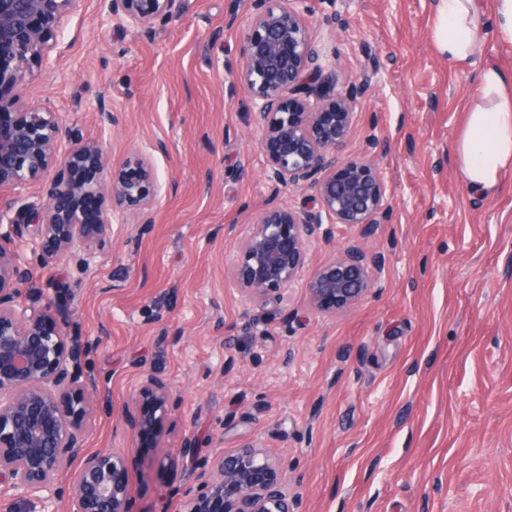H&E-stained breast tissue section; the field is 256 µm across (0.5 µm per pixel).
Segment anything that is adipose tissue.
<instances>
[{
	"label": "adipose tissue",
	"instance_id": "ef3b65f1",
	"mask_svg": "<svg viewBox=\"0 0 512 512\" xmlns=\"http://www.w3.org/2000/svg\"><path fill=\"white\" fill-rule=\"evenodd\" d=\"M433 38L449 61L476 56L485 27L475 0H438ZM481 95L466 114L455 141V157L468 186L486 193L512 170V78L489 66L479 75Z\"/></svg>",
	"mask_w": 512,
	"mask_h": 512
}]
</instances>
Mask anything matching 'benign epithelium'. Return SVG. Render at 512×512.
<instances>
[{
  "instance_id": "obj_1",
  "label": "benign epithelium",
  "mask_w": 512,
  "mask_h": 512,
  "mask_svg": "<svg viewBox=\"0 0 512 512\" xmlns=\"http://www.w3.org/2000/svg\"><path fill=\"white\" fill-rule=\"evenodd\" d=\"M102 14L137 35L148 36L158 20L179 17L185 0H99ZM85 0H0V88L18 91L9 101L15 121L0 128V223L34 226L33 253L43 264L61 258L86 270L114 224L159 200L163 185L153 167L159 142L138 151L122 167H108L98 140L63 130L60 109L23 95L33 67L49 73L62 53L58 41ZM308 0H253V13L234 64L226 69L224 94L245 95L248 116L261 129L259 149L274 194L313 181L318 210L269 202L231 268V278L248 300H282L306 263L310 248L331 238L337 224L368 237L389 209L391 191L379 159L348 160L337 151L350 137L364 86L344 89L312 85L333 67L311 38L304 14ZM68 149L60 150L61 134ZM90 172L85 182L69 173ZM49 182L46 198L30 201L26 186ZM108 195L111 210L86 214L79 202ZM384 257L358 244L321 266L308 285L313 309L336 312L361 299L372 270ZM26 265L0 249V484L13 496H31L42 512H55L64 493L58 476L70 471L75 512H139L130 492L132 448L96 452L70 469L84 442L93 409L81 372L86 349L68 339L40 296L17 302L28 285ZM172 388L156 372L143 371L128 411L137 438L152 434L169 417ZM183 512H295L296 498L257 443L218 454L197 476Z\"/></svg>"
}]
</instances>
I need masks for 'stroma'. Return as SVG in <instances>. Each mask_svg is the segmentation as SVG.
<instances>
[{"label": "stroma", "instance_id": "35a3bbf8", "mask_svg": "<svg viewBox=\"0 0 512 512\" xmlns=\"http://www.w3.org/2000/svg\"><path fill=\"white\" fill-rule=\"evenodd\" d=\"M96 8L70 19L54 72L26 94L103 140L110 167L165 142L153 164L166 189L113 225L83 273L42 266L27 225L0 227V249L29 264L55 319L91 346L85 452L131 446L127 403L152 369L172 386V412L130 464L141 512H182L202 466L255 439L301 492L299 512H512V171L481 195L455 160L478 72L512 77V46L487 36L459 65L433 40L436 0H310L331 80L365 86L338 155L380 156L390 206L371 237L337 225L284 301L248 302L230 271L270 187L260 133L224 76L252 0H185L146 37L99 26ZM352 243L384 254V268L355 304L314 311L309 280Z\"/></svg>", "mask_w": 512, "mask_h": 512}]
</instances>
